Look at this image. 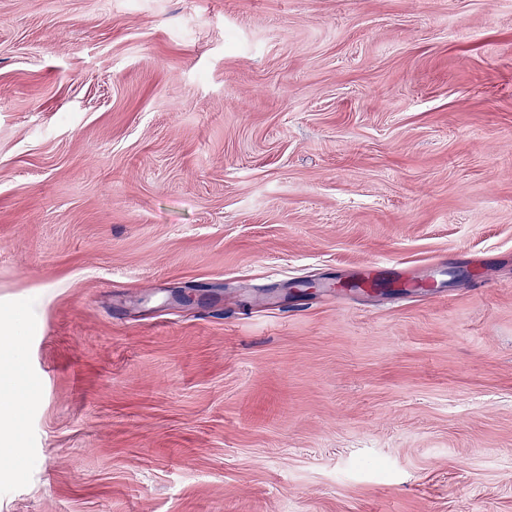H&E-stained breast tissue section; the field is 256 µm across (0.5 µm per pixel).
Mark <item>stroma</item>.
Here are the masks:
<instances>
[{"label": "stroma", "mask_w": 512, "mask_h": 512, "mask_svg": "<svg viewBox=\"0 0 512 512\" xmlns=\"http://www.w3.org/2000/svg\"><path fill=\"white\" fill-rule=\"evenodd\" d=\"M13 334L0 512H512V0H0Z\"/></svg>", "instance_id": "obj_1"}]
</instances>
